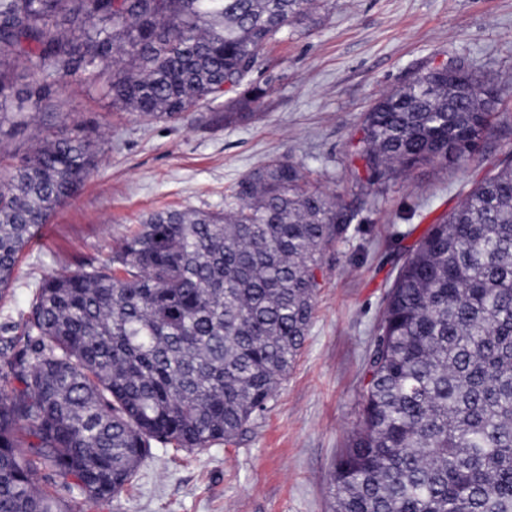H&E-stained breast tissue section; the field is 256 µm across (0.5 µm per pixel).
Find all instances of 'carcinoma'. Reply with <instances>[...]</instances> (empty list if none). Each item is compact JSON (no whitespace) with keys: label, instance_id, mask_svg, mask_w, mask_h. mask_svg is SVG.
Instances as JSON below:
<instances>
[{"label":"carcinoma","instance_id":"carcinoma-1","mask_svg":"<svg viewBox=\"0 0 512 512\" xmlns=\"http://www.w3.org/2000/svg\"><path fill=\"white\" fill-rule=\"evenodd\" d=\"M317 0H0V136L40 91L101 85L155 121L232 93L224 125L267 89L262 48ZM503 90L432 68L363 118L352 176L385 185L466 164ZM97 161L76 125L19 161L0 156V297L36 230ZM361 210L268 160L224 211L144 215L88 270L52 274L29 305L26 349L0 369V512H70L36 476L90 498L124 493L153 443H229L287 379L309 335L326 248ZM23 388H11L13 381ZM363 413L331 481L333 512H512V160L407 249L365 361Z\"/></svg>","mask_w":512,"mask_h":512}]
</instances>
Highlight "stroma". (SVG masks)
Segmentation results:
<instances>
[{"label": "stroma", "mask_w": 512, "mask_h": 512, "mask_svg": "<svg viewBox=\"0 0 512 512\" xmlns=\"http://www.w3.org/2000/svg\"><path fill=\"white\" fill-rule=\"evenodd\" d=\"M454 64L506 89L499 117L467 164L422 167L366 190L345 175L365 112L426 69ZM268 95L253 118L228 126L224 101L185 120L149 122L98 87L46 94L37 119H19L0 153L21 157L46 132L79 124L98 136V163L24 251L0 298V367L27 341L38 283L111 255L143 215L220 211L224 192L261 162L303 163L329 195L364 220L329 248L310 334L288 379L232 443L195 451L153 444L131 487L109 500L81 495L49 471L37 483L71 512H331L336 460L362 413L361 376L406 233L453 209L512 153V0H324L285 39L268 44L250 75Z\"/></svg>", "instance_id": "1"}]
</instances>
